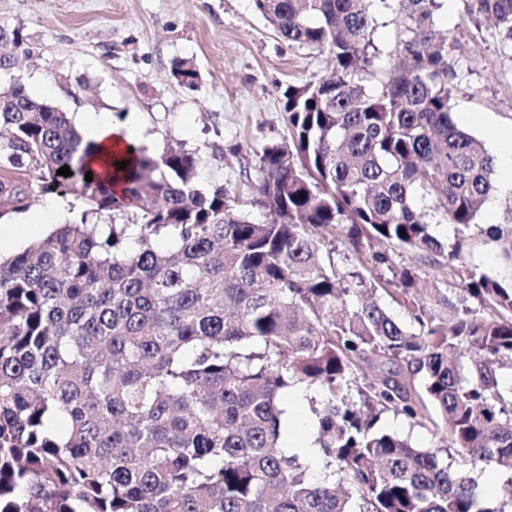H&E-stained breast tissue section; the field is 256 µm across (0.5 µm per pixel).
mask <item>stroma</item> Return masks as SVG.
<instances>
[{
  "label": "stroma",
  "mask_w": 512,
  "mask_h": 512,
  "mask_svg": "<svg viewBox=\"0 0 512 512\" xmlns=\"http://www.w3.org/2000/svg\"><path fill=\"white\" fill-rule=\"evenodd\" d=\"M465 11L466 0H446L439 12L442 28L469 49L453 112L493 155L499 182L512 142V57L489 31L467 24ZM0 30L19 37L15 67L0 83L20 78L32 96L78 125L137 116L150 155L182 145L198 152L206 180L236 188L247 160L265 144L290 139L281 90L327 72L324 53L280 39L252 0H0ZM177 59L195 64V88L171 77ZM52 205L58 213L31 228L18 213L0 221L12 230L0 238V255L21 251L82 209L69 194L35 197L28 211Z\"/></svg>",
  "instance_id": "stroma-1"
}]
</instances>
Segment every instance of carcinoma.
Here are the masks:
<instances>
[{
    "mask_svg": "<svg viewBox=\"0 0 512 512\" xmlns=\"http://www.w3.org/2000/svg\"><path fill=\"white\" fill-rule=\"evenodd\" d=\"M395 2L379 75L366 0H253L328 71L282 91L291 140L256 153L246 201L180 146L133 149L117 193L65 112L0 88V219L36 192L85 204L0 260V512H512V207L480 226L497 187L453 119L466 46L439 0ZM466 21L512 53V0H469ZM15 44L0 31V71ZM476 228L507 244L493 275L466 258ZM291 389L314 391L320 477L281 441ZM388 412L438 441L383 429ZM488 469L508 487L494 506Z\"/></svg>",
    "mask_w": 512,
    "mask_h": 512,
    "instance_id": "carcinoma-1",
    "label": "carcinoma"
}]
</instances>
